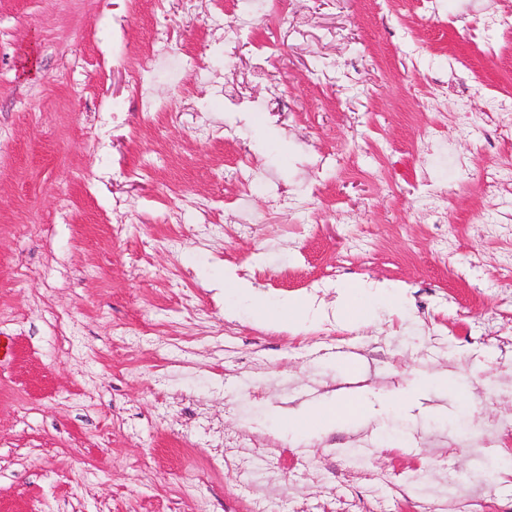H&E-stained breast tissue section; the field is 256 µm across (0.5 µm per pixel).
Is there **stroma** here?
Here are the masks:
<instances>
[{"instance_id":"stroma-1","label":"stroma","mask_w":512,"mask_h":512,"mask_svg":"<svg viewBox=\"0 0 512 512\" xmlns=\"http://www.w3.org/2000/svg\"><path fill=\"white\" fill-rule=\"evenodd\" d=\"M505 108L512 0H0V512H512V143L466 126ZM229 269L318 315L255 324ZM353 287L345 286L344 292L338 299V308L347 320H365L369 313L368 303L356 296H353ZM356 408L348 409L347 407L339 409H301L289 412L285 416L288 429L294 433H302L306 431L326 432L334 429L346 418L354 414Z\"/></svg>"}]
</instances>
